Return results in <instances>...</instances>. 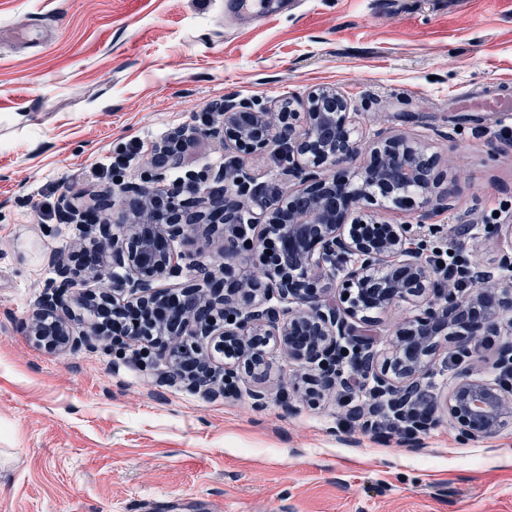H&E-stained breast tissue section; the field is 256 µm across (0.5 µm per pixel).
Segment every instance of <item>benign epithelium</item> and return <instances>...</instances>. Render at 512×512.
Instances as JSON below:
<instances>
[{
  "mask_svg": "<svg viewBox=\"0 0 512 512\" xmlns=\"http://www.w3.org/2000/svg\"><path fill=\"white\" fill-rule=\"evenodd\" d=\"M347 108L345 96L334 86L315 89L305 112L280 110L274 124L266 113L228 100L218 124L182 133L175 145L157 146L151 161L155 173L143 183H119L88 208L63 200L67 222L96 236L75 264L57 262L55 278L36 302L28 333L49 347L75 351L113 333L118 319L131 309L139 324L121 331L131 343L153 342L156 359L165 364L171 382L210 393L220 375L193 349L172 345V337L213 336L218 345L237 351L248 374L266 364V351L256 344L263 337L267 342L275 339L295 361L318 366L320 373L310 379L311 393L336 386L337 362L349 355L364 378L374 382V393L388 394L398 404L412 401L420 389L419 377L442 343L448 341L457 354L468 356L478 337L502 335L505 322L511 336V218L494 227L505 243L498 270L472 266L469 276L475 286L465 298L448 287L446 272L424 257L423 240L410 233L408 225L365 222L361 217L344 224L345 212L353 205L364 212L380 195L397 198L409 193L429 200L438 181L436 160L424 147L402 135L382 134L369 144V165L344 177L325 176L326 167L353 161L361 152L348 128ZM207 138L240 147L276 142L288 172L306 180L307 186L269 198L240 164L224 166L212 179L188 170L173 184L160 185L166 167L156 160L171 161L185 142ZM226 181L235 187L231 195L225 192ZM117 192L138 201L140 208L124 210V223L114 226L98 218L97 211L112 208ZM210 202L215 203L211 218L252 235L225 240V263L204 276V283L187 286L182 297L159 294L156 282L181 274V261L199 248L195 226L203 214L196 207ZM361 225L370 231H358ZM114 227L118 231H112ZM270 229L280 239L273 267L260 280L233 277L230 262L242 250L264 246ZM176 240L184 250H174ZM108 264L124 271L100 293L112 304V323L90 322L75 336L57 310L68 307L70 295H81L85 276ZM339 279L356 288L347 307L326 294L328 285ZM274 295L295 308L268 305ZM399 301L417 303L421 314L396 330L391 355L380 362L353 320ZM446 408L460 436H492L512 424V388L475 378L464 369L448 393Z\"/></svg>",
  "mask_w": 512,
  "mask_h": 512,
  "instance_id": "1",
  "label": "benign epithelium"
}]
</instances>
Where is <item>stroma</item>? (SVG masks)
Returning a JSON list of instances; mask_svg holds the SVG:
<instances>
[{"label":"stroma","mask_w":512,"mask_h":512,"mask_svg":"<svg viewBox=\"0 0 512 512\" xmlns=\"http://www.w3.org/2000/svg\"><path fill=\"white\" fill-rule=\"evenodd\" d=\"M224 2L0 0V512H512V427L467 440L446 411L461 370L499 381L504 337L463 359L443 345L421 381L432 424L378 438L348 419L370 386L308 398L311 367L274 345L265 377L238 372L212 399L166 381L149 344L134 358L108 340L69 351L28 336L52 257L90 243L63 220L40 224V203L139 182L153 145L225 100L300 111L323 85L346 97L354 138L399 132L437 158L447 209L417 196L371 215L426 219L439 228L428 248L452 242L497 267L485 218L512 214V123L477 98L512 88V0H266L250 21L225 18ZM132 140L130 168L91 175ZM230 160L266 191L299 187L274 143L244 155L205 141L166 176ZM461 224L469 236L454 235ZM415 312H372L378 357Z\"/></svg>","instance_id":"35a3bbf8"}]
</instances>
